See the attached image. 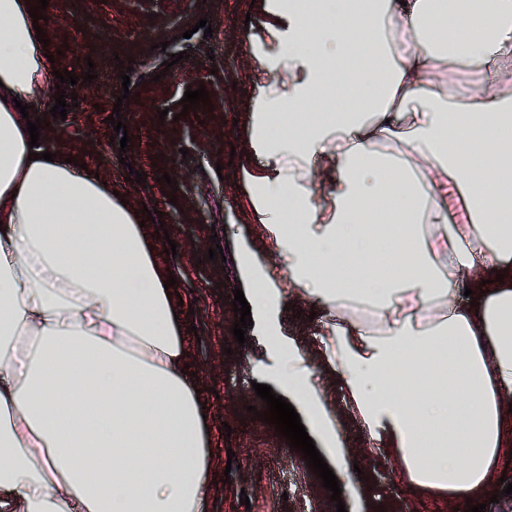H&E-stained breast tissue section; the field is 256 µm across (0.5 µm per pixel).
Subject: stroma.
<instances>
[{"label": "stroma", "mask_w": 512, "mask_h": 512, "mask_svg": "<svg viewBox=\"0 0 512 512\" xmlns=\"http://www.w3.org/2000/svg\"><path fill=\"white\" fill-rule=\"evenodd\" d=\"M43 15L56 70L80 78L65 87L77 93L76 106L68 107L66 120H51L46 136L125 192L135 212H162V219L148 221L147 231L157 239L158 262L182 270L172 297L194 310L185 334L187 363L212 414L210 512H336L301 453L287 451L274 426L252 417L266 409L254 384L277 383L280 358L268 345L273 330L306 352L310 381L334 410L336 430L359 466L349 474L357 490L341 494L347 512H453L448 498H421L382 457L363 454L367 435L314 355L326 314L291 296L286 271L253 218L250 188L238 179L244 164L264 167L263 157L249 148L250 109L278 96L279 50L250 45L245 36L247 24L263 18L261 0H49ZM202 18L212 37L196 31ZM183 51L187 59L170 64V56ZM127 58L133 65L126 86L120 62ZM88 71L93 81H84ZM201 86L212 109L184 111L186 89ZM162 109L168 118L159 117ZM116 110L130 137L124 151L113 143L108 121ZM122 153L128 156L124 165ZM134 170L146 173L145 184L130 180ZM165 173L178 182L172 201L159 181ZM172 241L177 249L169 256ZM244 242L256 245L260 281L271 297L241 345L232 333L230 295L238 276L236 250ZM215 244L224 246V260L207 259ZM244 495L249 505H241Z\"/></svg>", "instance_id": "35a3bbf8"}]
</instances>
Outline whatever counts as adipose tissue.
<instances>
[{
	"label": "adipose tissue",
	"instance_id": "ef3b65f1",
	"mask_svg": "<svg viewBox=\"0 0 512 512\" xmlns=\"http://www.w3.org/2000/svg\"><path fill=\"white\" fill-rule=\"evenodd\" d=\"M32 0H0V512H208L210 421L187 312L129 204L56 148L33 160L19 105L54 70ZM279 100L252 109L243 169L295 293L331 314L321 366L419 493L492 492L512 452V0H269ZM335 16L316 49L309 25ZM288 23L280 32L277 20ZM479 69L451 95L434 73ZM334 104L314 102L325 81ZM325 203H317V195ZM477 306H456L465 290ZM281 391L337 471L349 451L294 341Z\"/></svg>",
	"mask_w": 512,
	"mask_h": 512
}]
</instances>
